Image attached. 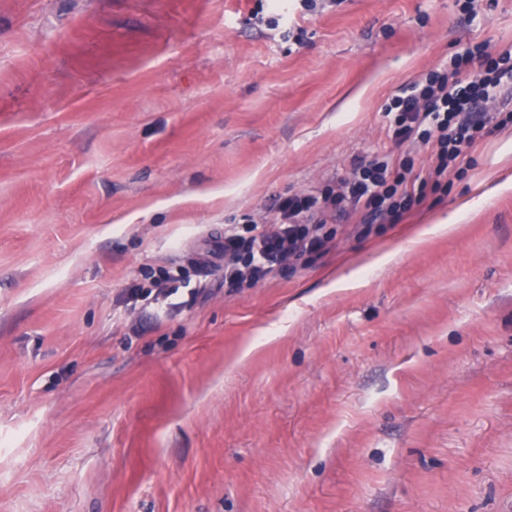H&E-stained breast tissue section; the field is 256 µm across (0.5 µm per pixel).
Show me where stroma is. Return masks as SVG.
I'll use <instances>...</instances> for the list:
<instances>
[{
    "mask_svg": "<svg viewBox=\"0 0 512 512\" xmlns=\"http://www.w3.org/2000/svg\"><path fill=\"white\" fill-rule=\"evenodd\" d=\"M468 48L512 0H0V512H512V101L399 222L224 285L280 198L425 177L383 109ZM162 270L181 311L126 303Z\"/></svg>",
    "mask_w": 512,
    "mask_h": 512,
    "instance_id": "obj_1",
    "label": "stroma"
}]
</instances>
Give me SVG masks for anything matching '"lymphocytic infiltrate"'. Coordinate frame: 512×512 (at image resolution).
Wrapping results in <instances>:
<instances>
[{
  "label": "lymphocytic infiltrate",
  "mask_w": 512,
  "mask_h": 512,
  "mask_svg": "<svg viewBox=\"0 0 512 512\" xmlns=\"http://www.w3.org/2000/svg\"><path fill=\"white\" fill-rule=\"evenodd\" d=\"M475 62L480 70L469 74ZM498 92L512 96V56L478 57L469 50L454 59L451 71L432 72L386 106L395 138L432 143L435 161L426 176L432 188L441 187L449 162L473 145L484 126V103ZM424 196L388 158L380 157L354 171L336 194L309 190L285 197L274 215L240 231L225 230L224 282L231 288L251 287L304 255L321 253L330 240L325 225L347 210L364 209L354 232L366 236L373 225L396 223Z\"/></svg>",
  "instance_id": "1"
}]
</instances>
